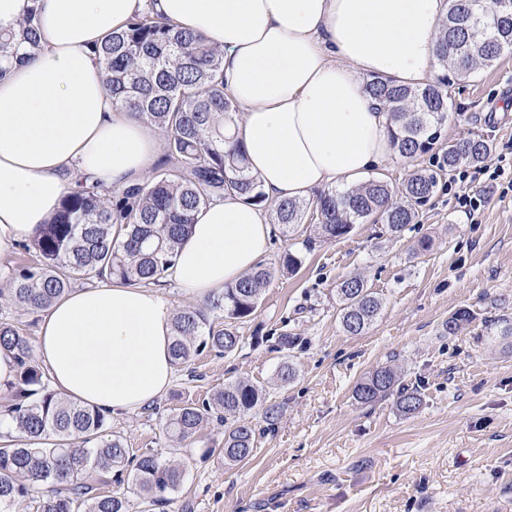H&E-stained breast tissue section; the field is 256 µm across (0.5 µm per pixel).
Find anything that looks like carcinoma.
Instances as JSON below:
<instances>
[{"label":"carcinoma","instance_id":"cac0c4a2","mask_svg":"<svg viewBox=\"0 0 512 512\" xmlns=\"http://www.w3.org/2000/svg\"><path fill=\"white\" fill-rule=\"evenodd\" d=\"M36 15V0H31L20 35L0 31V73L18 56L19 44L37 45ZM506 49H512V0H492L490 5L486 0H453L437 42L445 74L419 87L379 77L367 81L369 93L394 124L393 150L403 158L432 150L448 118L446 70L451 67L467 78ZM94 53L120 109L162 132L170 167L109 194L99 184L83 181L65 195L38 233L18 243L34 252L36 260L9 270L7 287L0 288V306L39 313L79 280L157 284L172 275L195 213L227 194L271 208L285 234L310 212L323 238H343L372 216L399 235L416 223L443 175L478 164L490 152L485 139H459L442 146L437 161L410 175L398 194L386 181L372 179L343 192L324 190L311 202L286 199L272 206L249 172L241 147L227 146L237 105L224 90L222 51L148 9L125 30L108 35ZM301 263L300 254L289 251L279 267L259 266L212 294L204 305L176 313L170 347L174 366L207 349L224 356L236 352L243 343L239 325L255 312L265 289L278 272H293ZM336 297L340 323L351 335L364 332L381 309L379 297L357 276L340 282ZM472 319L469 310L459 309L448 317L445 331L455 334ZM0 351L18 367L7 409L17 435L0 433V512H9L16 499L42 487L47 493L40 512H129L122 489L126 474L142 492L140 512H166L181 485L180 466L150 451L134 453L110 430L108 416L51 390L44 370L34 363L30 338L6 313H0ZM393 392L401 413L418 411L420 393L398 383L386 366L357 383L354 397L371 405ZM259 406L268 425H274L278 407L263 405L258 386L228 381L207 400L184 401L169 420L168 431L182 442L211 416L228 421L219 454L229 464L242 462L257 444L256 431L244 416ZM104 486L111 491L101 492Z\"/></svg>","mask_w":512,"mask_h":512}]
</instances>
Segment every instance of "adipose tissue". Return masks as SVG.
<instances>
[{"label": "adipose tissue", "instance_id": "obj_1", "mask_svg": "<svg viewBox=\"0 0 512 512\" xmlns=\"http://www.w3.org/2000/svg\"><path fill=\"white\" fill-rule=\"evenodd\" d=\"M224 52L242 110L235 137L269 201L360 179L390 152L370 76L417 87L440 70L450 0H38L39 48L0 75V255L36 235L77 178L141 182L161 136L119 111L93 54L146 6ZM270 224L228 196L201 209L174 275L203 297L252 271ZM172 311L116 280L71 290L42 314L37 351L54 391L119 417L170 388Z\"/></svg>", "mask_w": 512, "mask_h": 512}]
</instances>
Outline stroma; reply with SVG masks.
<instances>
[{"label": "stroma", "mask_w": 512, "mask_h": 512, "mask_svg": "<svg viewBox=\"0 0 512 512\" xmlns=\"http://www.w3.org/2000/svg\"><path fill=\"white\" fill-rule=\"evenodd\" d=\"M448 108L443 138H484L483 164L445 176L401 236L369 219L336 240L310 222L271 238L263 265L278 266L288 249L303 263L266 289L240 328L242 350L194 356L153 406L112 418L134 452L182 464L170 512H512V336L486 326L512 321V194L485 174L512 158V51L469 79L450 78ZM467 195L483 199L471 215L458 205ZM424 237L432 247L417 251ZM352 276L383 303L358 336L343 330L336 303L337 285ZM461 308L473 321L445 333ZM283 330L302 338L288 356L269 343ZM286 358L297 376L283 383ZM381 366L418 389L415 414L399 412L392 395L355 400L357 382ZM233 379L263 387L280 410L271 430L261 410L248 415L262 434L253 456L225 464L224 426L214 419L177 447L166 430L174 409Z\"/></svg>", "instance_id": "35a3bbf8"}]
</instances>
